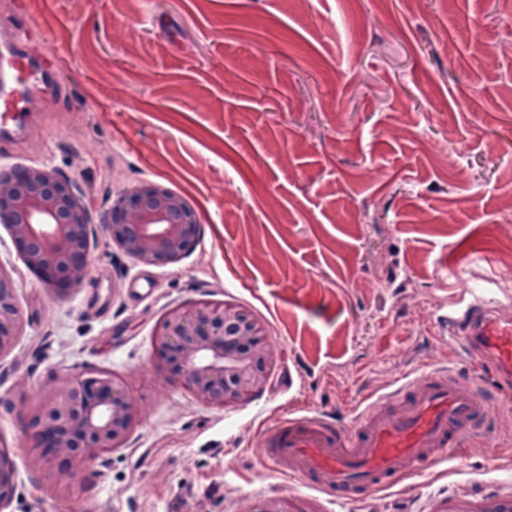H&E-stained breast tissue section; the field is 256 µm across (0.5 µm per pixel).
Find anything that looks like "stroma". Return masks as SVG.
I'll return each mask as SVG.
<instances>
[{"mask_svg":"<svg viewBox=\"0 0 512 512\" xmlns=\"http://www.w3.org/2000/svg\"><path fill=\"white\" fill-rule=\"evenodd\" d=\"M20 32L57 55L59 86L31 134L0 148V171L72 181L90 269L80 287H47L0 226L23 321L0 357L7 512L512 504L506 398L462 456L360 503L286 478L262 447L287 417L349 426L402 375L473 374L468 351L434 334L438 308L470 289L491 285L512 314V0H0V53ZM145 182L198 215L179 262L135 260L105 233L113 199ZM203 300L258 320L271 355L263 389L221 409L168 380L152 346L168 308ZM88 372L124 376L143 420L94 477L61 489L26 425L44 387ZM15 466L12 453L0 450V510L9 503L14 490Z\"/></svg>","mask_w":512,"mask_h":512,"instance_id":"stroma-1","label":"stroma"}]
</instances>
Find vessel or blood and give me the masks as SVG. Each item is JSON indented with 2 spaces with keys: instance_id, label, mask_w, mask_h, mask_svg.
<instances>
[{
  "instance_id": "obj_1",
  "label": "vessel or blood",
  "mask_w": 512,
  "mask_h": 512,
  "mask_svg": "<svg viewBox=\"0 0 512 512\" xmlns=\"http://www.w3.org/2000/svg\"><path fill=\"white\" fill-rule=\"evenodd\" d=\"M16 76L0 97V135L22 134L27 106L40 93L30 51L10 49ZM441 340L463 342L490 366L500 386L512 385V318L477 295L436 319ZM493 394L436 368L402 377L376 396L343 428L317 416L285 418L263 434L265 459L281 474L319 490L349 496L354 490H384L420 472L436 459L485 434Z\"/></svg>"
}]
</instances>
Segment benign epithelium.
Here are the masks:
<instances>
[{
  "label": "benign epithelium",
  "mask_w": 512,
  "mask_h": 512,
  "mask_svg": "<svg viewBox=\"0 0 512 512\" xmlns=\"http://www.w3.org/2000/svg\"><path fill=\"white\" fill-rule=\"evenodd\" d=\"M0 223L25 265L75 288L89 274V211L70 180L45 168L23 167L0 177ZM188 201L145 184L112 202L105 232L112 243L143 262L175 263L199 236ZM21 324L9 274L0 267V356L10 352ZM162 364L182 388L208 405L223 407L263 388L269 351L262 325L224 302L177 305L161 317L152 340ZM41 415L31 425L40 465L60 461L57 482L94 476L93 463L124 447L141 412L126 381L111 373L67 377L43 392ZM12 453L0 450V512L14 490Z\"/></svg>",
  "instance_id": "7a95c632"
}]
</instances>
